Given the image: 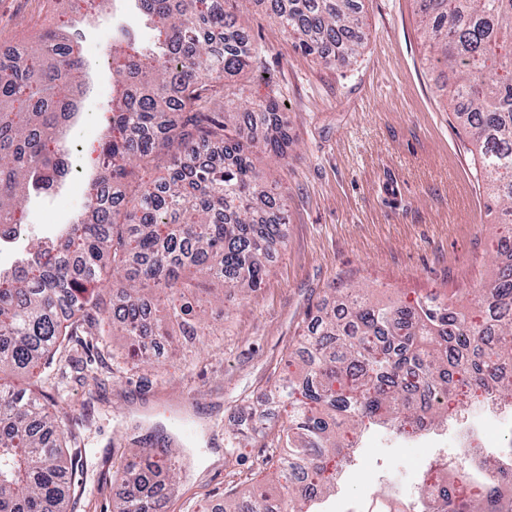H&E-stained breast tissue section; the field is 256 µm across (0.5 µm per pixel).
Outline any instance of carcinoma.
<instances>
[{"mask_svg": "<svg viewBox=\"0 0 512 512\" xmlns=\"http://www.w3.org/2000/svg\"><path fill=\"white\" fill-rule=\"evenodd\" d=\"M156 24L151 44L133 29L112 31L109 68L118 97L103 109L92 147L97 171L77 219L18 251L0 267V372L23 373L26 386L0 384V512H73L77 464L52 421L60 403L43 390L51 358L67 337L119 331L150 364L157 337L178 325L203 333L184 273L245 293L270 273L269 247L286 220L257 167L266 151L284 153L286 119L270 103L239 122L213 112L216 90L260 53L229 0H136ZM283 30L326 65L346 63L362 44L358 0H274ZM426 41L443 64V85L477 152L497 223L512 234V0H416ZM78 33L69 22L20 41L0 60V224L15 239L30 226L23 202L49 195L66 178L64 134L86 83ZM70 85V94L58 88ZM176 147L167 175L127 194V165ZM470 308L439 294L382 303L367 288L335 289L319 310L287 372L263 394L287 408L270 447L279 450L280 495L261 485L215 512H315L336 491L342 464L364 422L411 429L438 426L469 402L512 397V251L473 289ZM174 449L131 454L119 479L151 486L149 499L121 498L115 512H156L179 484ZM461 467L427 512H512V463Z\"/></svg>", "mask_w": 512, "mask_h": 512, "instance_id": "obj_1", "label": "carcinoma"}]
</instances>
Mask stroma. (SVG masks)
I'll list each match as a JSON object with an SVG mask.
<instances>
[{"label": "stroma", "mask_w": 512, "mask_h": 512, "mask_svg": "<svg viewBox=\"0 0 512 512\" xmlns=\"http://www.w3.org/2000/svg\"><path fill=\"white\" fill-rule=\"evenodd\" d=\"M361 3L359 52L332 67L303 53L262 2L236 8L262 53L237 82L233 109L274 101L288 121L284 154L265 153L260 163L284 198L287 239L274 247L269 276L247 299L210 284V295L224 300L223 314H208L212 335L177 349L161 344L153 366H134L130 341L120 335L91 336L55 356L45 387L65 400L60 426L83 463L76 512H113L127 490L117 468L137 440L157 427L171 430L176 420L190 432L172 439L181 479L159 512L215 507L226 493L248 495L257 479L278 494L267 462L270 439L250 410L332 289L369 288L379 300L450 297L491 273L503 232L488 213L492 201L468 133L439 87L416 0ZM20 13L50 24L76 15L70 0H0V56L22 38L11 24ZM129 17L127 0H111L106 14L83 28L89 92L72 130L81 142L100 134L99 114L113 89L100 61L113 25ZM73 165L79 173L59 195L30 202L31 239L81 208L84 153ZM469 423L471 440L493 448L512 441V413L473 412ZM456 433L451 423L435 428L432 440L398 445L384 429L362 430L365 464L343 477L339 495L358 499L365 489L384 493L395 483L412 492L432 442Z\"/></svg>", "instance_id": "1"}]
</instances>
